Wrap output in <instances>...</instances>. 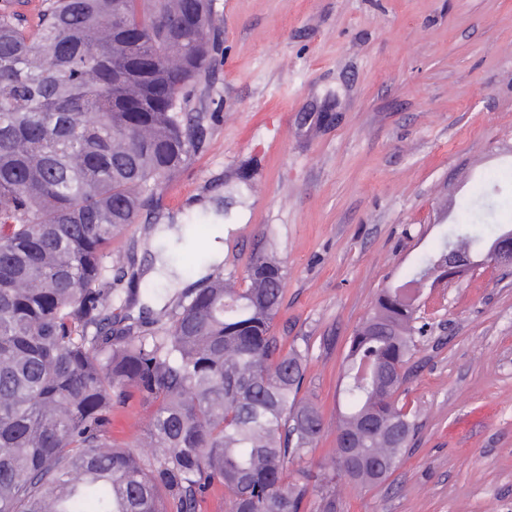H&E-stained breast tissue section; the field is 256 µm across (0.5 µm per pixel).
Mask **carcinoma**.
<instances>
[{"label":"carcinoma","mask_w":512,"mask_h":512,"mask_svg":"<svg viewBox=\"0 0 512 512\" xmlns=\"http://www.w3.org/2000/svg\"><path fill=\"white\" fill-rule=\"evenodd\" d=\"M219 36L214 0H48L33 27L0 13V512H201L215 491L225 512H307L312 496L336 512V463L286 482L324 420L299 397L307 355L273 331L275 253L137 326L112 312L128 268L112 240L195 157L186 104ZM470 210L451 234L465 255L483 242ZM450 245L382 289L351 336L335 457L358 462L360 489L397 468L418 429L394 377ZM133 400L152 408L149 455L112 440V414Z\"/></svg>","instance_id":"cac0c4a2"}]
</instances>
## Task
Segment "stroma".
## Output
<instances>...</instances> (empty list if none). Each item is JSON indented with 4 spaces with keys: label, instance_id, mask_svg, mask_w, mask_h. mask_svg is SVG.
<instances>
[{
    "label": "stroma",
    "instance_id": "1",
    "mask_svg": "<svg viewBox=\"0 0 512 512\" xmlns=\"http://www.w3.org/2000/svg\"><path fill=\"white\" fill-rule=\"evenodd\" d=\"M213 72L186 105L202 145L153 207L112 242L136 324L194 281L145 279L160 224L222 210L217 271L257 250L286 275L274 331L308 352L303 397L325 430L289 474L336 450L337 392L354 329L376 294L474 203L484 236L512 224V0H215ZM428 325L407 365L419 429L393 475L336 484L338 512H512V269L479 268L425 293Z\"/></svg>",
    "mask_w": 512,
    "mask_h": 512
}]
</instances>
